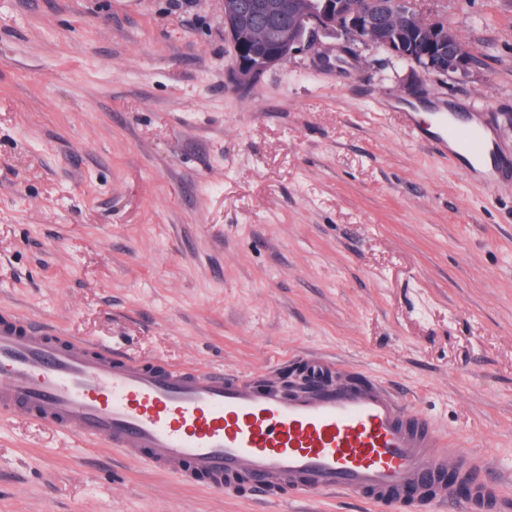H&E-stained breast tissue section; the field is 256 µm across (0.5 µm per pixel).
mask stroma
I'll list each match as a JSON object with an SVG mask.
<instances>
[{
	"mask_svg": "<svg viewBox=\"0 0 512 512\" xmlns=\"http://www.w3.org/2000/svg\"><path fill=\"white\" fill-rule=\"evenodd\" d=\"M420 6L469 73L357 44L243 91L220 0H0V307L142 361L336 358L491 456L512 497V183L403 120L461 109L512 153V0ZM0 512L375 510L190 488L0 415Z\"/></svg>",
	"mask_w": 512,
	"mask_h": 512,
	"instance_id": "1",
	"label": "stroma"
}]
</instances>
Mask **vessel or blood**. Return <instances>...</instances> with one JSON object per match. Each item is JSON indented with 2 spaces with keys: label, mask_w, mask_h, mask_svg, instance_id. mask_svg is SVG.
<instances>
[{
  "label": "vessel or blood",
  "mask_w": 512,
  "mask_h": 512,
  "mask_svg": "<svg viewBox=\"0 0 512 512\" xmlns=\"http://www.w3.org/2000/svg\"><path fill=\"white\" fill-rule=\"evenodd\" d=\"M424 144L512 179L482 126L444 116ZM300 386L221 368L140 361L0 308V414L102 442L184 485L269 500L342 491L379 512H503L488 461L362 371L307 357Z\"/></svg>",
  "instance_id": "1"
}]
</instances>
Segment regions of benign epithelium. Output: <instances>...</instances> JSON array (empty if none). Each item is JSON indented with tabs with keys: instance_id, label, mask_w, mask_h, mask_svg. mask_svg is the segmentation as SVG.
Returning a JSON list of instances; mask_svg holds the SVG:
<instances>
[{
	"instance_id": "benign-epithelium-1",
	"label": "benign epithelium",
	"mask_w": 512,
	"mask_h": 512,
	"mask_svg": "<svg viewBox=\"0 0 512 512\" xmlns=\"http://www.w3.org/2000/svg\"><path fill=\"white\" fill-rule=\"evenodd\" d=\"M376 0L358 9L353 0H259L251 9L273 17L262 28L246 18L240 0H221L222 26L234 59L233 82L248 88L263 75L308 48L316 47L318 37L340 40L336 51L344 52L355 43L385 49L394 60L414 65L428 75L451 76L466 73L474 63L471 46L463 42L441 19L420 10L417 0H401L394 7V21L406 38L397 45L387 42L388 29L376 16ZM290 18L284 29L274 18ZM448 55V69L431 66V57Z\"/></svg>"
}]
</instances>
